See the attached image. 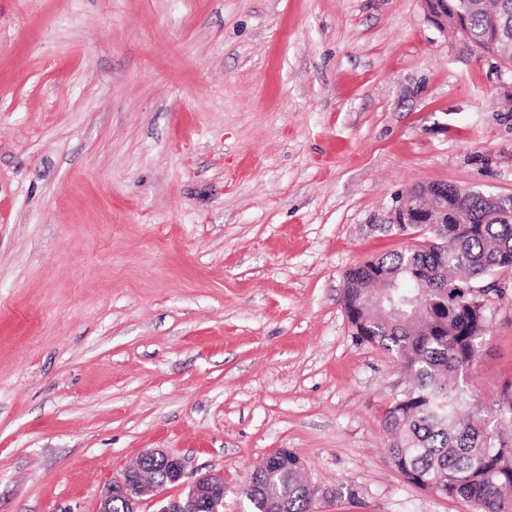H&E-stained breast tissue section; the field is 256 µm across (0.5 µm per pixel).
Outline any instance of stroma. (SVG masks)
Segmentation results:
<instances>
[{"label":"stroma","mask_w":512,"mask_h":512,"mask_svg":"<svg viewBox=\"0 0 512 512\" xmlns=\"http://www.w3.org/2000/svg\"><path fill=\"white\" fill-rule=\"evenodd\" d=\"M512 195V67L423 0H0V512H97L162 448L303 461L313 512H472L388 456L412 385L346 273L399 196ZM467 373L512 384V268ZM440 1V2H439ZM449 0H424L426 9L433 18L434 22L444 30L453 29L456 32L461 33L462 37L469 43L478 47L466 34L464 30L463 14H459L456 11H449V6H454L455 2ZM458 33V34H459ZM460 35V34H459Z\"/></svg>","instance_id":"obj_1"}]
</instances>
